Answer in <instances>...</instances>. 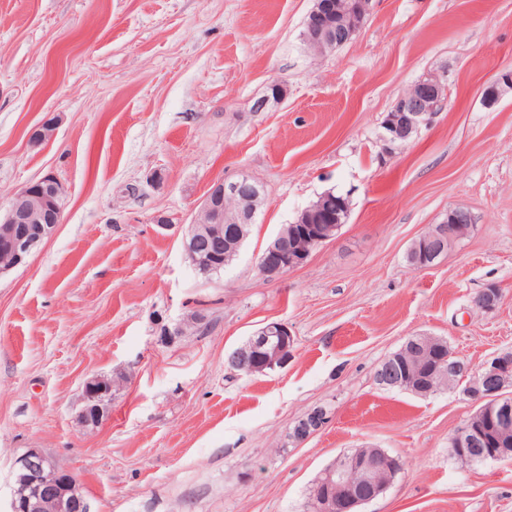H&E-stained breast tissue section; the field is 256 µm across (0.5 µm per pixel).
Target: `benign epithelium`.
Instances as JSON below:
<instances>
[{
  "instance_id": "7a95c632",
  "label": "benign epithelium",
  "mask_w": 512,
  "mask_h": 512,
  "mask_svg": "<svg viewBox=\"0 0 512 512\" xmlns=\"http://www.w3.org/2000/svg\"><path fill=\"white\" fill-rule=\"evenodd\" d=\"M372 0H333V11L338 18V28L332 29L317 22L318 11L313 9L305 20L306 31L302 37L308 50L323 56L335 50L337 41L349 42L364 26ZM270 94L254 108L263 112L271 104L284 98L279 84L269 88ZM447 93L439 78L431 75L411 85L410 91L401 95L382 122L378 139L382 153L392 157L404 149L424 127L430 126L442 109ZM259 193L256 179L241 174L232 181L219 180L212 184L203 198L195 220L189 225L183 248L189 262L198 273H203V261L214 248L224 242V220L234 224H249L255 217L251 210L231 209L226 201L235 200L244 190ZM65 194L62 183L47 174L19 190L10 200L5 211H0V275L27 263L34 251L55 233L61 219V204ZM321 203H312L302 209L297 224L312 225L307 236L288 242V235L281 231L265 246L259 257L258 270L267 278L277 277L303 265L311 252L322 243L336 236L342 226L341 216L326 224L314 223ZM471 213L463 208L448 211L446 220L431 225L410 248L413 267L424 270L436 261L471 226ZM501 290L495 285L483 291L473 301L480 311L498 307ZM294 339L288 326L270 322L239 346L228 358L229 365L251 375L257 367L253 359L260 357L264 366L276 368L288 362ZM444 346L443 339L434 336H417L407 341L400 351L382 359L374 374L376 384L382 388L399 389L418 396H427L445 382L465 383L463 394L479 404L473 419L458 426L450 437L452 452L464 463L472 464L476 457L468 446L489 442V436L498 430L512 429V401L504 391L509 388V370L512 354L493 355L478 371L460 369L448 353V367L429 369L430 347ZM412 356L410 367L423 374L424 385L414 390L394 365L402 356ZM112 385L96 376L84 385V405L78 415L79 425L86 431L96 429L111 401ZM402 463L385 450H359L343 454L329 464L316 478L311 496L315 512H360V507L384 494L401 472ZM12 500L10 512H93L91 503L81 493L73 473L47 456L39 448H31L17 458L12 473Z\"/></svg>"
}]
</instances>
